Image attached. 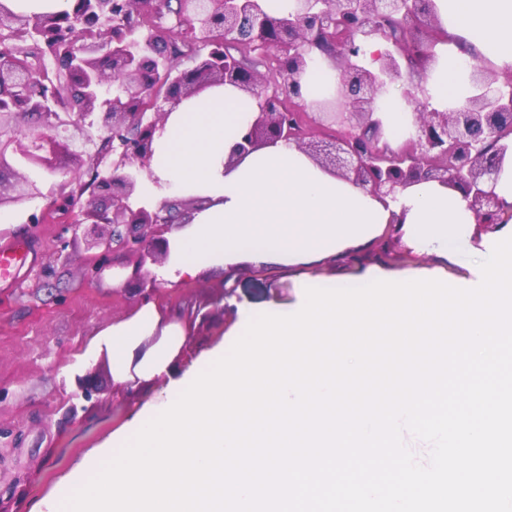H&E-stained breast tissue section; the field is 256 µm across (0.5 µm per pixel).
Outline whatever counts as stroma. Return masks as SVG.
<instances>
[{"label": "stroma", "mask_w": 512, "mask_h": 512, "mask_svg": "<svg viewBox=\"0 0 512 512\" xmlns=\"http://www.w3.org/2000/svg\"><path fill=\"white\" fill-rule=\"evenodd\" d=\"M65 181L62 175L42 176L43 197L8 208L13 221L0 225V238L35 248L22 284L0 289V512H36L76 461L163 388L160 380L117 382L106 353L84 359L101 330L159 301L166 318L185 332L176 359L182 371L230 340L236 304L258 312L272 304L287 309L298 295L296 270L277 264L241 263L230 307L224 304L220 268L201 269L191 287L166 284L154 290L129 279L135 257L107 255L90 264L84 233L70 228L69 216L47 212ZM435 261L434 254L413 250L392 229L365 256L366 264L387 270ZM84 384L90 394H82Z\"/></svg>", "instance_id": "stroma-1"}]
</instances>
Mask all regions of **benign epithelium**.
Instances as JSON below:
<instances>
[{"mask_svg":"<svg viewBox=\"0 0 512 512\" xmlns=\"http://www.w3.org/2000/svg\"><path fill=\"white\" fill-rule=\"evenodd\" d=\"M77 13L91 21L75 35L64 65L65 87L76 89L80 109L63 112L59 99L40 91L44 74L32 60L57 53L46 43H14L0 62V207L42 196L39 182L19 166L76 178L86 164L99 167L96 193L107 211L90 204L86 234L92 245L112 253H136L129 278L144 281L146 260L158 262L153 243L158 229L175 221L184 201L153 208L141 202L137 187L152 178L150 162L157 130L183 98L216 84H230L256 98L258 112L237 156L261 141L294 143L323 157L336 174L362 189L385 196L419 182L436 180L464 193L480 223L498 220L499 200L491 183L512 150V76L500 83L480 77L464 106L435 108L407 115L406 138L393 149L384 135V120L375 104L386 87L433 58V46L446 40L439 26L425 39L422 22H437L432 0H296L284 15L269 14L262 0H178L175 13L183 44L202 51L192 65L174 64L175 42L157 30L122 28L112 40L102 30L119 11L138 19L160 15L168 0H74ZM45 17H20L0 5V31L44 29ZM380 41L378 66H371L364 46ZM279 53L277 78L270 81L244 63L248 50ZM340 60L335 112H310L301 75L317 62L316 52ZM409 103L428 104L422 83H403ZM330 121L324 138L306 141L316 117ZM109 131L100 150L91 129ZM100 225L112 227L104 238Z\"/></svg>","mask_w":512,"mask_h":512,"instance_id":"1","label":"benign epithelium"}]
</instances>
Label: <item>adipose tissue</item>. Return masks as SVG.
<instances>
[{"mask_svg": "<svg viewBox=\"0 0 512 512\" xmlns=\"http://www.w3.org/2000/svg\"><path fill=\"white\" fill-rule=\"evenodd\" d=\"M434 7L448 39L434 48L428 89L433 107L444 111L470 96L475 63L512 74V0H434ZM256 110L250 94L216 85L182 99L157 132L154 178L145 183L142 201L154 207L170 200L204 202L191 211V227L178 235L160 278L189 285L201 266L229 269L245 258L291 267L328 260L352 264L394 224L416 247L451 264L458 234L489 235L463 192L437 181L381 197L336 176L293 144L271 142L234 158ZM152 335L156 343L143 347V338ZM184 339L182 329L166 322L154 302L99 333L95 346L111 356L115 379L151 383L165 378L169 384L104 447L77 463L41 501L39 512H55V503L86 484L100 461L118 455L124 436L140 420L155 416L156 404L181 391L173 374Z\"/></svg>", "mask_w": 512, "mask_h": 512, "instance_id": "1", "label": "adipose tissue"}]
</instances>
